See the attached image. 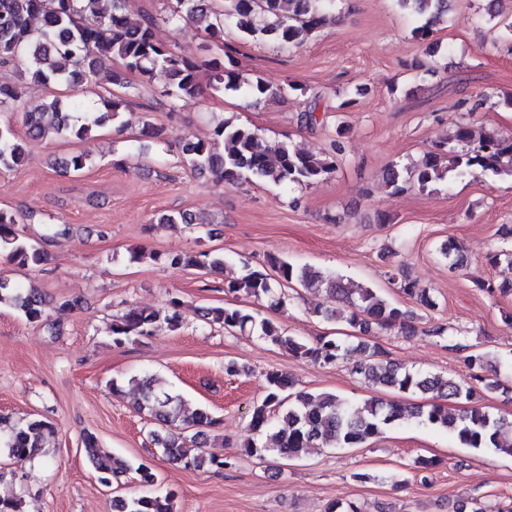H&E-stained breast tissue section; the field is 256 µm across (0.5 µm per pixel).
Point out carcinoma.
Returning <instances> with one entry per match:
<instances>
[{
    "label": "carcinoma",
    "mask_w": 512,
    "mask_h": 512,
    "mask_svg": "<svg viewBox=\"0 0 512 512\" xmlns=\"http://www.w3.org/2000/svg\"><path fill=\"white\" fill-rule=\"evenodd\" d=\"M170 14L162 19L153 16L133 23L126 13V0H0V67H13L27 74L30 81L59 84L70 94L56 96L21 113L25 128L19 138L11 125H0V171L13 170L26 159L25 141H42L50 136L87 141L92 133L118 118L138 91L128 75L134 73L144 80L156 72L168 80L167 96L172 105L202 93L198 81L199 65L176 53L171 45L157 36L159 22L174 30H197L221 42L220 54L207 61L211 87L241 92L256 99H286L292 92L306 93V87L295 83L272 87L260 78L243 81L224 42V29L231 27L241 40L270 41L282 48L300 46L315 30L336 21V0H171ZM411 11L419 24L415 37L426 40L435 31L450 9V0H398ZM109 70L111 88L99 96L97 108L85 95L100 71ZM19 98L16 87L0 84V112L9 111ZM169 148H176L185 166L192 171H205L216 183L239 184L258 181L309 187L327 179L335 169L336 153L341 151L334 141L332 151L317 156L279 141L270 143L249 126L228 116L213 129L211 137L192 142L162 139ZM92 162L85 149L73 151L66 168L83 172ZM478 176H512V137L487 133L479 137L465 124L454 129L448 141L426 152L409 164H390L383 170L384 186L394 192L408 189L425 191L448 178ZM19 220L0 209V258L19 267H36L49 258L44 244L24 236ZM224 254L215 250L175 253L166 257V264L176 270L198 268L205 273L220 274L224 270ZM270 265L276 278L257 269H246L224 282V289L256 301L283 307L290 299L288 290L317 282L323 286L329 303L340 302L337 310L329 304L317 305L313 313L327 322L346 321L360 340L352 343L345 336L323 335L313 342L282 332L273 322L259 319L235 306L207 308L203 317L231 334H248L268 339L289 356L305 362L332 365L357 358L353 372L365 384L391 389L399 393H430L436 402L416 405L408 412L398 401L369 399L359 406L342 402L332 393L317 395L292 391L288 376L277 371L266 374L265 393L251 407L250 427L257 434H268L269 445L248 442L241 450L246 457L276 452L288 458L301 455L316 445L323 448H354L366 443L388 427L410 416L429 426L442 429L460 444L474 449H491L512 456V421L492 416L479 405L455 414L443 402L466 400L477 395L476 384L488 390L503 387L500 370L512 371V358L497 362L488 369V354L474 350L458 340L454 347L464 353L469 380L462 381L440 374H424L406 369L389 358L377 343L365 338L383 330L396 329L405 336L417 333L414 314L393 305L377 290L353 288L332 272L315 271L295 266L286 259L274 258ZM400 292L416 300L425 310H433L437 302L430 293L410 281H402ZM10 306L30 323L47 321L44 294L37 288L14 287L0 281V305ZM182 301L170 296L165 309L130 306L112 322V342L121 346L154 335L164 327L179 326ZM491 371L487 379L483 372ZM140 398L134 411L159 425L150 431L152 442L169 461L187 469L209 465L216 470L232 468L237 456L225 458L193 454L191 449L204 443L205 431L221 425V420L200 409L187 413L182 395L162 385L152 374L137 378ZM54 425L39 418L16 423L0 419V449L18 460L42 458L50 461L47 438L54 434ZM84 454L100 484L110 487L120 480L128 466L99 447L93 434L82 439ZM140 493L113 500L114 512H175V493L165 494L153 489L155 474L142 463L137 467Z\"/></svg>",
    "instance_id": "cac0c4a2"
}]
</instances>
